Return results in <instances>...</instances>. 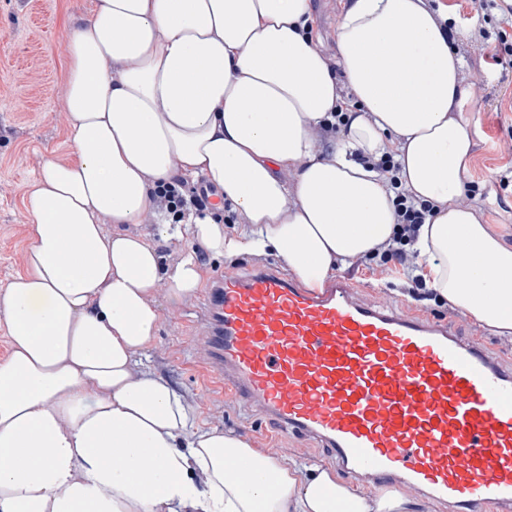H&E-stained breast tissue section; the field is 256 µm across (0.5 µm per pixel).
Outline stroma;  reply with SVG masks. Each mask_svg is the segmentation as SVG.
<instances>
[{
    "instance_id": "1",
    "label": "stroma",
    "mask_w": 512,
    "mask_h": 512,
    "mask_svg": "<svg viewBox=\"0 0 512 512\" xmlns=\"http://www.w3.org/2000/svg\"><path fill=\"white\" fill-rule=\"evenodd\" d=\"M94 0H0V292L27 269L30 222L23 192L38 174L46 157L67 158L70 153L68 117L63 109L66 92L65 63L69 55L67 29L88 16ZM432 8L455 18L452 50L462 61L461 77L472 84L482 77L483 87L474 94L464 116L473 133L468 181L477 187L470 205L489 230L512 245V183L502 184L499 175L512 168V64H495V45L472 41L476 29L490 34L512 27L497 9L481 8L479 0H429ZM349 0H311L314 17L310 35L327 57L336 55V32ZM153 218L128 225L130 233L155 243L163 266L175 265L194 249L186 236L162 238ZM202 281L218 275H236L255 262L280 264L273 252L199 256ZM337 275L349 278L361 298L387 304L408 314L420 312L436 321L460 322L469 338L482 341L504 361H512V337H502L479 325L470 316L449 310L430 288L412 295L405 277L380 266L378 257H365ZM203 294L195 292L178 305H170L165 288L153 301L160 321L156 337L138 359L137 371L167 379L181 395L197 425L244 436L252 447L276 456L287 464L329 467L330 460L315 443L298 436L278 434L263 415L248 411L213 384L206 361L199 309Z\"/></svg>"
}]
</instances>
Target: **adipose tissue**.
<instances>
[{
	"label": "adipose tissue",
	"mask_w": 512,
	"mask_h": 512,
	"mask_svg": "<svg viewBox=\"0 0 512 512\" xmlns=\"http://www.w3.org/2000/svg\"><path fill=\"white\" fill-rule=\"evenodd\" d=\"M309 0H96L68 32L71 155L47 157L23 202L28 266L0 294L12 354L0 361V512H409L398 490L287 466L236 433L195 427L173 386L133 365L160 315L201 285L195 251L163 267L129 234L157 185L221 189L250 221L158 218L215 256L273 249L322 288L381 252L393 194L365 155L393 150L416 200L436 205L413 244L449 309L512 335V246L460 197L472 91L444 19L425 0H352L328 63ZM328 149L316 129L341 100ZM112 231H104V224Z\"/></svg>",
	"instance_id": "1"
}]
</instances>
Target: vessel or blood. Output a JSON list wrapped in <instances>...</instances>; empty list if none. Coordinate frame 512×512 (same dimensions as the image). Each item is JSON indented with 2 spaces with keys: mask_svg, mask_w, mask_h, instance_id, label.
I'll use <instances>...</instances> for the list:
<instances>
[{
  "mask_svg": "<svg viewBox=\"0 0 512 512\" xmlns=\"http://www.w3.org/2000/svg\"><path fill=\"white\" fill-rule=\"evenodd\" d=\"M203 306L222 387L349 478L512 512V367L482 342L271 265L213 278Z\"/></svg>",
  "mask_w": 512,
  "mask_h": 512,
  "instance_id": "vessel-or-blood-1",
  "label": "vessel or blood"
}]
</instances>
